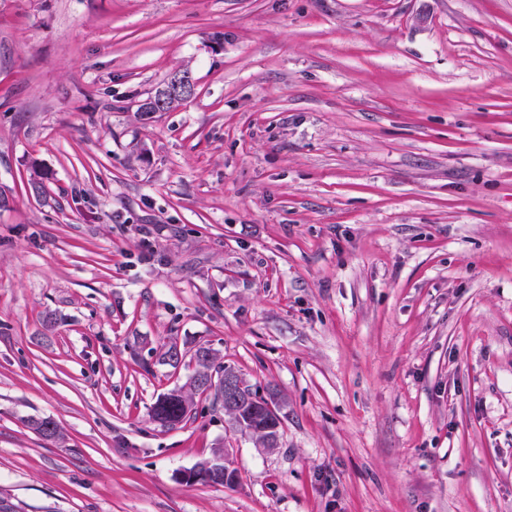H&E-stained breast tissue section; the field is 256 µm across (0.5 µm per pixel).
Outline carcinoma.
<instances>
[{"mask_svg": "<svg viewBox=\"0 0 512 512\" xmlns=\"http://www.w3.org/2000/svg\"><path fill=\"white\" fill-rule=\"evenodd\" d=\"M190 363L193 364L192 373L188 382L160 394L153 403L150 411L151 419L163 426L173 428L190 418L193 397L197 394L207 393L213 396L214 401H221V389L204 387L198 384L201 378L221 375L233 367L219 361L217 354L210 348L202 345L194 351ZM224 413L237 430L249 434L261 444L266 445V436L280 433L281 420L279 414L268 408L265 401H252L241 409H224ZM28 425L46 440H55L61 437V432L51 418H37L28 420Z\"/></svg>", "mask_w": 512, "mask_h": 512, "instance_id": "cac0c4a2", "label": "carcinoma"}]
</instances>
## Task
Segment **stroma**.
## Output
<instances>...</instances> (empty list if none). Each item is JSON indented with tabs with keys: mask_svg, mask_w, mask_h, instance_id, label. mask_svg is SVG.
Instances as JSON below:
<instances>
[{
	"mask_svg": "<svg viewBox=\"0 0 512 512\" xmlns=\"http://www.w3.org/2000/svg\"><path fill=\"white\" fill-rule=\"evenodd\" d=\"M173 344L277 448L152 421ZM1 500L512 512V0H0ZM224 454V460L218 459L212 461L210 464H206L203 467L197 466L191 470L184 471V473L181 475V477L184 480H189L192 482L201 481V482H207V483H213L214 480H223L224 482L227 481L229 474L231 472V469L233 465L230 463L229 458L224 453V450L222 448H216L212 452V458L213 456ZM208 458V459H210ZM208 459L204 460L200 464H203L208 461ZM237 480V477H236ZM235 478L232 481H228L226 483L221 482L220 486L225 485H231L236 482ZM187 481V482H189Z\"/></svg>",
	"mask_w": 512,
	"mask_h": 512,
	"instance_id": "35a3bbf8",
	"label": "stroma"
}]
</instances>
